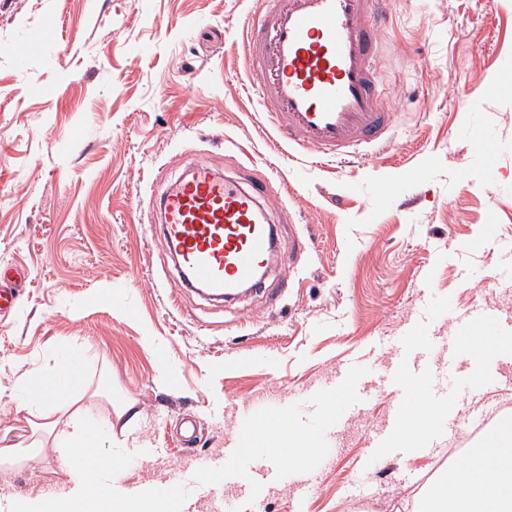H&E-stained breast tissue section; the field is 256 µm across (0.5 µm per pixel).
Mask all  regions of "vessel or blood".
<instances>
[{
  "instance_id": "obj_1",
  "label": "vessel or blood",
  "mask_w": 512,
  "mask_h": 512,
  "mask_svg": "<svg viewBox=\"0 0 512 512\" xmlns=\"http://www.w3.org/2000/svg\"><path fill=\"white\" fill-rule=\"evenodd\" d=\"M373 0H263L242 37L249 70L247 91L271 125L301 157L321 166L346 165L363 148L383 143L393 115L379 90L381 38L365 18ZM266 184L242 187L202 164H189L159 198L163 238L175 252L185 287L220 297L261 287L277 253L276 227ZM469 321L500 344L512 329L487 304ZM336 400V412H317L326 430L341 427L371 396L341 369L320 390ZM239 432L224 453L202 458L163 489L170 512H181L192 490L205 488L223 503L225 483L249 491L251 464L264 454L271 418L239 410Z\"/></svg>"
}]
</instances>
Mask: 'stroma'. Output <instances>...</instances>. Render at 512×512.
<instances>
[{
  "instance_id": "stroma-1",
  "label": "stroma",
  "mask_w": 512,
  "mask_h": 512,
  "mask_svg": "<svg viewBox=\"0 0 512 512\" xmlns=\"http://www.w3.org/2000/svg\"><path fill=\"white\" fill-rule=\"evenodd\" d=\"M260 0H0V267L26 273L0 315V436L42 443L0 465V499L59 490L71 478L56 442L32 433L18 377L71 360L75 395L101 447L123 461L120 484L178 479L190 453L217 454L236 409L283 406L353 364L366 381L413 372L402 396L381 388L303 463L304 503L267 461L236 512H414L448 467L418 445L439 418L468 428L474 409L512 401V372L472 399L438 408L416 353L446 370L448 335L470 336L480 302L512 317V0H386L380 90L396 114L389 143L343 169L292 159L246 94L240 51ZM51 25L49 39L26 40ZM491 138L492 156L475 140ZM247 184L272 180L281 254L262 288L230 303L184 290L152 239V200L185 162ZM400 181L389 207L373 193ZM111 289L116 309L96 304ZM154 338L145 348L143 336ZM179 373L176 385L167 370ZM406 405L399 447L366 456L371 432ZM139 418L129 422V411ZM196 424L191 441L178 428Z\"/></svg>"
}]
</instances>
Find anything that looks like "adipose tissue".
<instances>
[{"label":"adipose tissue","instance_id":"ef3b65f1","mask_svg":"<svg viewBox=\"0 0 512 512\" xmlns=\"http://www.w3.org/2000/svg\"><path fill=\"white\" fill-rule=\"evenodd\" d=\"M69 365L55 372L28 371L19 384L28 401L67 400ZM56 442L79 462L68 492L49 496H19L14 512H165L161 495H116L95 480L99 468L120 475L119 463L100 446L102 429L73 412L64 425L49 422ZM418 512H512V428L503 429L497 445L472 452L466 465L438 478L418 504Z\"/></svg>","mask_w":512,"mask_h":512}]
</instances>
